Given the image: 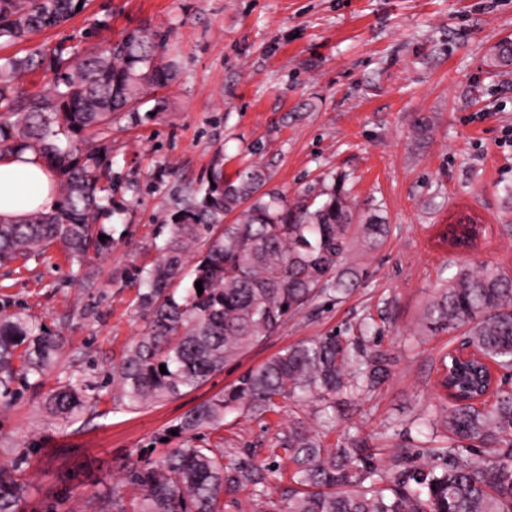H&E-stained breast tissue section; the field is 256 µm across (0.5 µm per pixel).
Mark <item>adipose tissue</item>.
Wrapping results in <instances>:
<instances>
[{
  "instance_id": "1",
  "label": "adipose tissue",
  "mask_w": 512,
  "mask_h": 512,
  "mask_svg": "<svg viewBox=\"0 0 512 512\" xmlns=\"http://www.w3.org/2000/svg\"><path fill=\"white\" fill-rule=\"evenodd\" d=\"M56 200L54 173L34 152L0 160L1 218L18 220L35 211H47Z\"/></svg>"
}]
</instances>
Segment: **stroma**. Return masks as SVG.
Masks as SVG:
<instances>
[{"mask_svg": "<svg viewBox=\"0 0 512 512\" xmlns=\"http://www.w3.org/2000/svg\"><path fill=\"white\" fill-rule=\"evenodd\" d=\"M100 19L105 27L85 37ZM137 26L161 35L157 56L177 75L165 111L112 129L116 213L100 222L111 250L81 264L53 246L0 266V310L65 340L52 370L0 397V465L16 469L23 512L91 503L104 512L125 461L160 457L163 433L184 412L289 346L332 333L386 354L388 375L373 393L338 396L332 409L288 403L260 419L232 411L222 435L203 431L196 443L228 460L277 452V494L292 484L294 466L276 443L293 415L326 447L365 440L381 469L397 450L413 458L432 449L419 421L446 403L442 356L461 335L429 331L424 311L462 262L512 272V64L491 63L512 39V0H88L31 43L72 35L92 48ZM246 164L291 201L343 183L357 210L379 205L387 239L349 258L361 276L351 295L318 298L197 389L114 409L112 364L143 332L137 277L160 258L173 199L205 184L214 166L232 178ZM467 216L484 228L475 245L444 243ZM70 382L92 409L64 427L44 402Z\"/></svg>", "mask_w": 512, "mask_h": 512, "instance_id": "1", "label": "stroma"}]
</instances>
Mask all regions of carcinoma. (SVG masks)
Wrapping results in <instances>:
<instances>
[{"instance_id": "1", "label": "carcinoma", "mask_w": 512, "mask_h": 512, "mask_svg": "<svg viewBox=\"0 0 512 512\" xmlns=\"http://www.w3.org/2000/svg\"><path fill=\"white\" fill-rule=\"evenodd\" d=\"M81 2L86 0H0V41L24 43L35 32L59 29L78 14ZM155 38L136 28L91 52L62 38L0 58V159L34 151L52 166L60 191L48 211L0 218V264L56 244L77 259L109 247L97 227L113 212L112 177L99 142L122 118L136 124L142 105L153 103V112L166 106L158 91L170 85L175 70L156 60ZM36 70L51 74V87L26 95L19 79ZM268 180L263 169L249 165L233 179L212 170L203 194L184 189L167 217L161 261L142 277L144 332L112 365L114 404L132 409L195 389L314 300L358 287L357 277L345 271L349 253L380 247L389 225L375 211L354 223L342 183L319 202L290 204L266 189ZM235 211L236 222L225 223ZM481 231L477 223L456 224L448 242L470 248ZM190 248L192 284L180 293ZM424 320L434 331L463 330L475 355L470 362L445 364L440 385L449 401L436 426L442 445L431 452L438 463L407 468L399 453L388 470H378L350 448L325 447L295 416L278 439L296 466L295 486L276 499L271 465L226 463L221 449L193 442L199 430H220L232 409L261 419L288 399L324 401L376 390L388 372L384 355L321 336L246 371L224 392L183 413L171 426L181 443L157 461L127 463L110 512H224V495L247 488L266 500L264 512H512V387L493 389L490 378L494 367L512 371V275L462 266L430 300ZM62 345L61 334L20 314L1 313L3 393L18 376H44ZM490 389L489 404L483 397ZM85 408L72 383L47 401L49 414L63 425ZM20 500L15 470L0 466V512H20Z\"/></svg>"}]
</instances>
